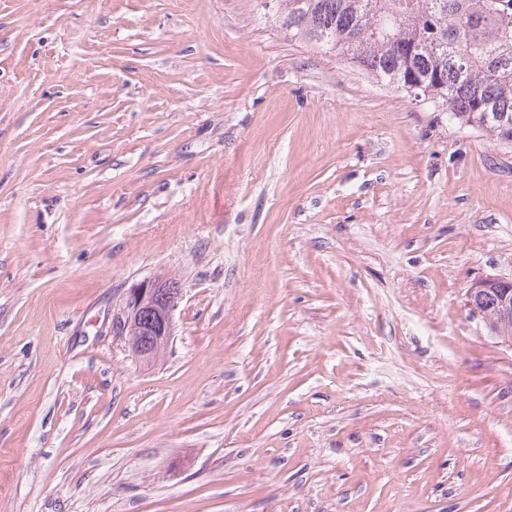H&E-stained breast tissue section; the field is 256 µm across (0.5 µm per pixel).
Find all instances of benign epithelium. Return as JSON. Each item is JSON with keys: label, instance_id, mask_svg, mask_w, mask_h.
<instances>
[{"label": "benign epithelium", "instance_id": "1", "mask_svg": "<svg viewBox=\"0 0 512 512\" xmlns=\"http://www.w3.org/2000/svg\"><path fill=\"white\" fill-rule=\"evenodd\" d=\"M182 294L183 285L173 277L157 278L130 289L126 315L113 322V335L126 339L135 359L151 362L173 336V315ZM466 297L470 312L484 323L493 316L504 322L512 320V278H479L468 288Z\"/></svg>", "mask_w": 512, "mask_h": 512}]
</instances>
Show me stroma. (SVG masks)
Masks as SVG:
<instances>
[{"label": "stroma", "mask_w": 512, "mask_h": 512, "mask_svg": "<svg viewBox=\"0 0 512 512\" xmlns=\"http://www.w3.org/2000/svg\"><path fill=\"white\" fill-rule=\"evenodd\" d=\"M486 275L512 143L256 0H0V512H512ZM182 294L183 285L173 277L157 278L131 288L126 315L113 322V335L125 337L135 359L151 362L173 336V315Z\"/></svg>", "instance_id": "35a3bbf8"}]
</instances>
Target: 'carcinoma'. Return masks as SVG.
<instances>
[{"label":"carcinoma","mask_w":512,"mask_h":512,"mask_svg":"<svg viewBox=\"0 0 512 512\" xmlns=\"http://www.w3.org/2000/svg\"><path fill=\"white\" fill-rule=\"evenodd\" d=\"M290 40L333 53L371 78L433 99L500 138L512 123V0H259Z\"/></svg>","instance_id":"cac0c4a2"}]
</instances>
